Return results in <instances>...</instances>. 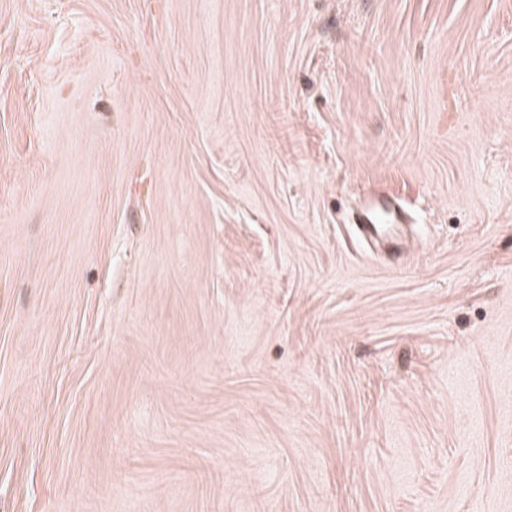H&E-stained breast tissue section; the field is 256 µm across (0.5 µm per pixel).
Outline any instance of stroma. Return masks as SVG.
Listing matches in <instances>:
<instances>
[{
    "instance_id": "1",
    "label": "stroma",
    "mask_w": 512,
    "mask_h": 512,
    "mask_svg": "<svg viewBox=\"0 0 512 512\" xmlns=\"http://www.w3.org/2000/svg\"><path fill=\"white\" fill-rule=\"evenodd\" d=\"M0 512H512V0H0ZM386 216L393 221H398V214L393 206V200L390 197L382 196L374 201L370 209L367 211L363 219V228L370 234H374L380 230L379 216Z\"/></svg>"
}]
</instances>
